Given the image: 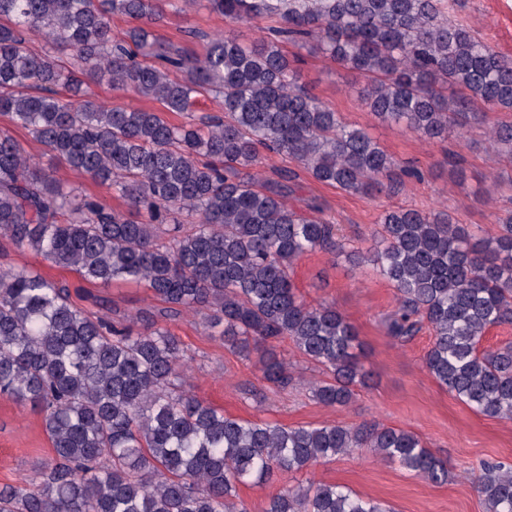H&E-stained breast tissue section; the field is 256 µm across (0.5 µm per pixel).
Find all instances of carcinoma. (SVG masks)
<instances>
[{
  "instance_id": "obj_1",
  "label": "carcinoma",
  "mask_w": 512,
  "mask_h": 512,
  "mask_svg": "<svg viewBox=\"0 0 512 512\" xmlns=\"http://www.w3.org/2000/svg\"><path fill=\"white\" fill-rule=\"evenodd\" d=\"M165 2L0 0V117L146 214L132 220L61 183L1 128L0 239L92 284L143 283L170 314H203L245 359L288 340L328 373L309 383L316 400L347 406L368 378L358 332L335 306L305 303L291 276L303 256L345 245L314 204L297 210L289 187L259 183L262 151L365 197L421 174H397L367 130L313 96L281 42L362 78L369 112L426 140L511 112L512 56L444 0H207L230 24L278 25L250 43L209 36L189 56L155 37ZM114 16L129 23L121 37ZM30 35L45 51L29 48ZM103 80L161 110L100 100L90 85ZM206 97L222 110L200 112ZM489 142L511 156L512 124L490 125ZM379 224L374 262L396 299L388 334L406 341L428 327L422 362L436 382L474 412L512 420V342L481 345L512 322V215L479 238L444 211L386 209ZM189 361L150 307L114 322L26 266L1 270L0 395L42 414L54 456L35 477L0 485V512H247L239 486L362 448L448 481L447 463L408 430L226 415L192 392ZM258 364L267 383L293 382L274 353ZM475 486L485 512H512V466L485 465ZM262 512L393 510L318 483L283 486Z\"/></svg>"
}]
</instances>
